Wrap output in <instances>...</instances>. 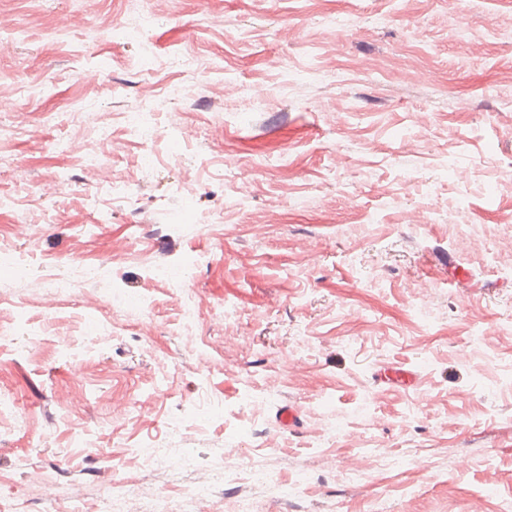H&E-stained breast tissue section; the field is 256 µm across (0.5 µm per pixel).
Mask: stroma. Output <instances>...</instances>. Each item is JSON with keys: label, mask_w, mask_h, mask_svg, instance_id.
Returning <instances> with one entry per match:
<instances>
[{"label": "stroma", "mask_w": 512, "mask_h": 512, "mask_svg": "<svg viewBox=\"0 0 512 512\" xmlns=\"http://www.w3.org/2000/svg\"><path fill=\"white\" fill-rule=\"evenodd\" d=\"M0 86L1 504L86 512L122 480L126 512L505 508L512 0H0ZM144 111L165 138L140 175L118 116ZM188 183L223 223L171 222ZM81 261L99 283L35 290ZM258 468L297 491L239 476Z\"/></svg>", "instance_id": "1"}]
</instances>
